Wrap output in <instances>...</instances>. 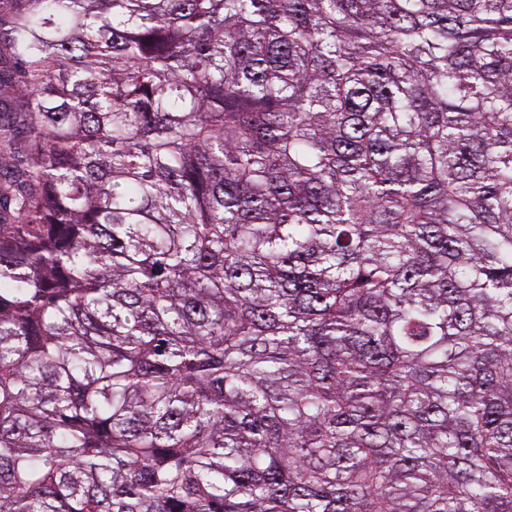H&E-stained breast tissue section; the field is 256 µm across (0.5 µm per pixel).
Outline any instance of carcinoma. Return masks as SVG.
I'll return each instance as SVG.
<instances>
[{
    "mask_svg": "<svg viewBox=\"0 0 512 512\" xmlns=\"http://www.w3.org/2000/svg\"><path fill=\"white\" fill-rule=\"evenodd\" d=\"M0 11V512H512V0Z\"/></svg>",
    "mask_w": 512,
    "mask_h": 512,
    "instance_id": "cac0c4a2",
    "label": "carcinoma"
}]
</instances>
